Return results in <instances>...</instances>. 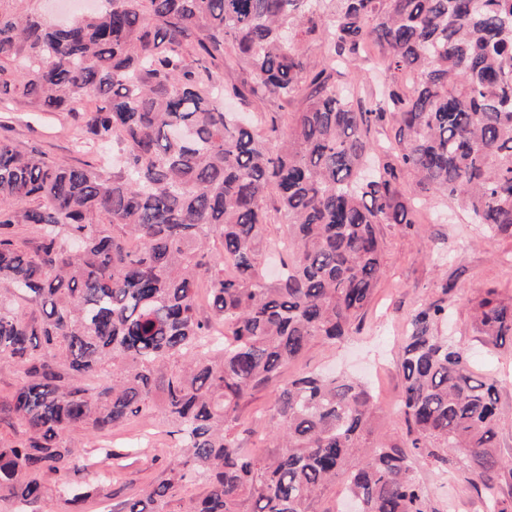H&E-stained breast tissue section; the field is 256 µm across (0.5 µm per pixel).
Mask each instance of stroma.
I'll list each match as a JSON object with an SVG mask.
<instances>
[{
  "label": "stroma",
  "instance_id": "35a3bbf8",
  "mask_svg": "<svg viewBox=\"0 0 512 512\" xmlns=\"http://www.w3.org/2000/svg\"><path fill=\"white\" fill-rule=\"evenodd\" d=\"M75 119L65 112H44L12 101L0 104V136L24 149L45 152L54 160L77 162L72 150ZM417 222L380 227L383 275L373 298L349 336L333 343L311 344L282 374L346 372L363 380L374 401L372 439L405 444L407 428L401 409L403 378L399 350L408 317L425 302L448 298L452 315L440 331L471 357L476 372L500 381L499 404L504 418L497 443L500 453L512 457V342L496 347L484 343L471 326L474 304L487 289L500 298H512V239L490 237L479 225L446 200L414 202ZM271 388L254 391L241 404L239 437L250 453L272 452L277 423L269 417ZM115 459L99 467L110 479L100 502L88 512L108 508L117 512L130 496L143 493L169 475L179 450L157 415L143 414L113 431ZM463 453L451 450L446 463L421 460L416 477L426 488L430 512H486L480 484L471 482L460 468Z\"/></svg>",
  "mask_w": 512,
  "mask_h": 512
}]
</instances>
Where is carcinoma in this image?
<instances>
[{
	"instance_id": "obj_1",
	"label": "carcinoma",
	"mask_w": 512,
	"mask_h": 512,
	"mask_svg": "<svg viewBox=\"0 0 512 512\" xmlns=\"http://www.w3.org/2000/svg\"><path fill=\"white\" fill-rule=\"evenodd\" d=\"M65 24L0 12V102L69 112L80 145H123L125 163L74 165L0 137V364L20 382L0 413L25 427L0 442V493L44 499L46 477L82 478L66 512L109 482L66 433L94 435L158 412L183 455L119 512H311L342 476L357 512H428L421 457L466 448L490 512L499 454L498 380L477 376L438 325L442 299L410 317L399 352L407 446H368L359 381L308 374L274 389L277 452L234 435L241 401L316 340L348 333L382 274L380 224H414L400 189L446 198L486 233L512 238V0H101ZM323 42L312 61L303 45ZM384 51L383 90L357 103L336 64ZM245 73L224 83L219 72ZM272 103L243 117L224 109ZM294 108L288 137L279 112ZM391 125L375 148L377 126ZM291 263L261 271L271 213ZM112 225L107 230L105 225ZM205 284L210 311L199 308ZM475 331L512 340V303L488 291ZM108 373L91 394L86 377Z\"/></svg>"
}]
</instances>
